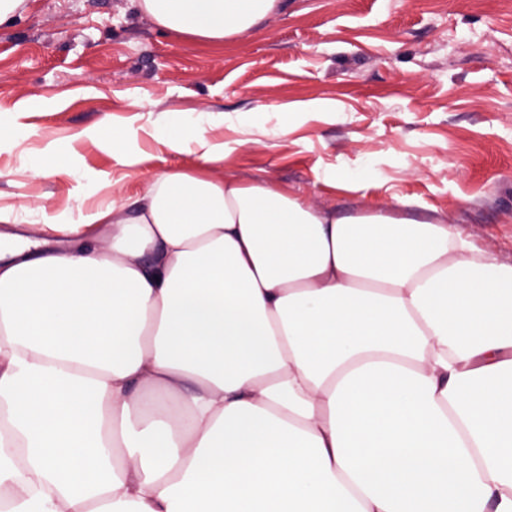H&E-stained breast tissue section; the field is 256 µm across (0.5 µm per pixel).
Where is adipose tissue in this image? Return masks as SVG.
Returning <instances> with one entry per match:
<instances>
[{
    "mask_svg": "<svg viewBox=\"0 0 512 512\" xmlns=\"http://www.w3.org/2000/svg\"><path fill=\"white\" fill-rule=\"evenodd\" d=\"M283 2L140 0L216 43ZM190 139L128 216L0 231V512H512V264Z\"/></svg>",
    "mask_w": 512,
    "mask_h": 512,
    "instance_id": "obj_1",
    "label": "adipose tissue"
}]
</instances>
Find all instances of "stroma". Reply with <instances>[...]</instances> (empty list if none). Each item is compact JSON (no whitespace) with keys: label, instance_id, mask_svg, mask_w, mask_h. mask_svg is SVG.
Listing matches in <instances>:
<instances>
[{"label":"stroma","instance_id":"obj_1","mask_svg":"<svg viewBox=\"0 0 512 512\" xmlns=\"http://www.w3.org/2000/svg\"><path fill=\"white\" fill-rule=\"evenodd\" d=\"M191 124L223 147L226 177L340 215L441 219L512 263V0H286L221 45L161 29L136 0H34L0 27V205L20 223L196 168L194 143L166 145ZM115 125L120 154L92 137ZM59 142L71 173L33 177ZM350 169L366 180L341 181Z\"/></svg>","mask_w":512,"mask_h":512}]
</instances>
